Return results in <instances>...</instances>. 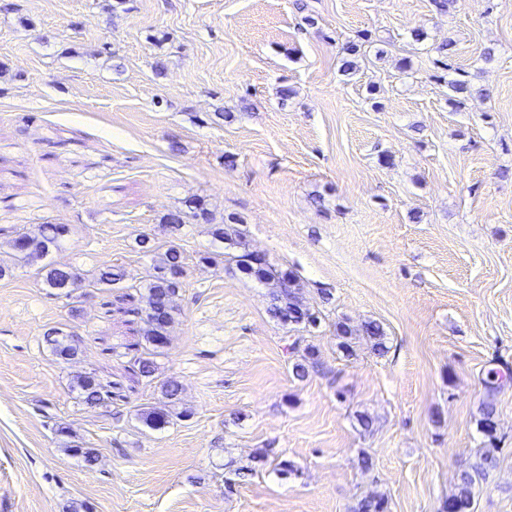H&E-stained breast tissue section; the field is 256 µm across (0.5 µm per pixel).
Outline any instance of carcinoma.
<instances>
[{"label": "carcinoma", "mask_w": 512, "mask_h": 512, "mask_svg": "<svg viewBox=\"0 0 512 512\" xmlns=\"http://www.w3.org/2000/svg\"><path fill=\"white\" fill-rule=\"evenodd\" d=\"M471 95L469 81H448V104L451 107L460 108ZM194 221L208 224L209 233L214 239L238 245L241 252L228 254L225 262L235 265L239 271L271 287L269 314L274 320L297 332H310L319 327L320 317L304 300L296 274L283 270L265 257L247 250L243 241L239 239L240 232L232 225L215 222L213 214L201 204L191 207L188 212L179 211L167 217L169 224H190ZM67 232L68 227L65 224H37L29 231L15 232V237L11 240L9 260H0V277L13 268L31 265L46 256L50 249L59 246ZM42 273L47 287L55 290L56 295L74 303H80L94 292L106 290L127 279L131 280L132 288L145 284L146 293L142 296L140 308L144 344L134 360V367L137 368V374L143 378L155 376V357L169 344L168 328L180 311L179 299L185 283L186 263L177 247H169L161 254L158 263L141 277L129 276L110 265L100 268L91 275L66 265H46L42 267ZM360 333L373 343L374 349H385L384 332L379 324L367 322L358 331L346 323H336V336L340 338V348L347 353L353 352L352 340ZM45 342L51 354L63 361L72 359L80 348V344L76 343L72 335L49 334L45 336ZM318 367L319 352L315 346L308 345L300 359L292 363L291 374L294 378L303 380ZM73 388L79 392L80 398L87 405L96 406L105 401L103 386L92 375L76 377ZM182 391L183 385L177 378L166 379L161 384L163 406L142 411L136 414V417L151 430L163 429L190 417L192 411L181 406ZM481 411L480 429L489 446L485 448L479 462L460 473L456 491L448 497V500L456 505V512H472L473 490L488 472V467L484 466L483 462L494 460V441L497 434L494 394L488 395ZM355 512H387V501L380 495L367 496L358 503Z\"/></svg>", "instance_id": "obj_1"}]
</instances>
